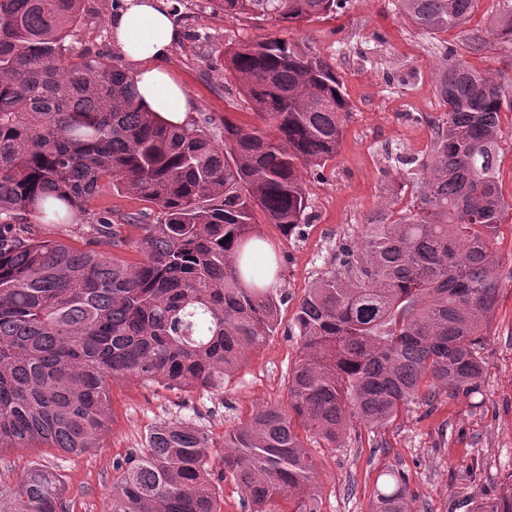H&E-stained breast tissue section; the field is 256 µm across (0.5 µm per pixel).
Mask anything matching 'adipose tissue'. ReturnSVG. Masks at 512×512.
Returning <instances> with one entry per match:
<instances>
[{
  "label": "adipose tissue",
  "mask_w": 512,
  "mask_h": 512,
  "mask_svg": "<svg viewBox=\"0 0 512 512\" xmlns=\"http://www.w3.org/2000/svg\"><path fill=\"white\" fill-rule=\"evenodd\" d=\"M111 29L112 46L131 71L142 105L170 124L184 125L193 103L164 66L178 37L167 0H123Z\"/></svg>",
  "instance_id": "adipose-tissue-1"
}]
</instances>
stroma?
I'll return each mask as SVG.
<instances>
[{
	"instance_id": "obj_1",
	"label": "stroma",
	"mask_w": 512,
	"mask_h": 512,
	"mask_svg": "<svg viewBox=\"0 0 512 512\" xmlns=\"http://www.w3.org/2000/svg\"><path fill=\"white\" fill-rule=\"evenodd\" d=\"M176 7L180 35L168 66L194 104L192 119L212 118V131L220 130L227 114L253 120L244 95L224 70L225 48L276 33L333 66L352 112L336 157L304 175L308 222L300 233L287 238L271 225L260 227L279 263L273 292L287 299L277 333L247 350L222 388L180 391L119 378L109 386V423L99 448L79 456L56 448L0 452V480L15 481L38 464L54 472L64 486V512H108L118 464L143 448L146 435L161 423L183 421L202 429L218 455L225 432L255 408L286 403L288 373L298 358L288 327L299 300L333 270L342 241L359 240L368 220L409 205L402 162L423 156L433 133L428 120L443 111L435 78L445 59L436 39L406 20L399 0H347L336 15L281 31L259 19L224 15L213 0H178ZM116 8V0H86L71 44L112 57L110 20ZM499 10L498 0H478L464 34L484 35L485 46L466 59L512 86V48L487 34ZM88 210L93 215L111 211L128 241L124 257L138 260L141 231L126 220L154 222V205L108 185ZM494 251L502 288L480 349L481 395L443 393L433 406L409 405L381 427L351 422L336 449L318 437L305 438L316 468L313 512H370L384 473L392 470L403 473L417 494L411 512H469L512 476V223L499 225Z\"/></svg>"
}]
</instances>
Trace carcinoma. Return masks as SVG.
<instances>
[{
  "label": "carcinoma",
  "instance_id": "1",
  "mask_svg": "<svg viewBox=\"0 0 512 512\" xmlns=\"http://www.w3.org/2000/svg\"><path fill=\"white\" fill-rule=\"evenodd\" d=\"M84 0H0V450L81 455L108 427L114 377L170 389L217 388L248 347L278 327L262 285L271 261L250 250L259 223L291 235L306 222L303 171L336 157L352 106L335 69L278 36L224 51V69L253 123L224 116L221 137L174 127L140 104L133 76L67 42ZM496 39L512 46V0ZM231 16L288 27L333 15L345 0H215ZM424 33L463 27L477 0H400ZM429 150L414 160L412 207L366 225L336 268L296 307L299 358L287 406L256 409L224 434V473L252 512H308L314 460L305 431L340 446L350 421L383 426L439 391L482 394L479 348L501 282L493 240L512 210L498 181L512 89L474 70L451 45ZM153 203L140 259L112 213L91 225L95 247L40 240L32 221L69 224L101 188ZM229 240H224V237ZM207 436L163 423L120 467L109 512H221ZM371 512H409L400 472L384 473ZM57 476L42 467L0 482V512H62ZM474 512H512V475Z\"/></svg>",
  "mask_w": 512,
  "mask_h": 512
}]
</instances>
